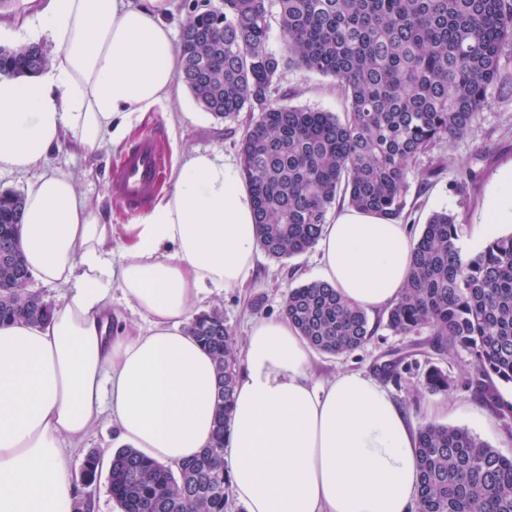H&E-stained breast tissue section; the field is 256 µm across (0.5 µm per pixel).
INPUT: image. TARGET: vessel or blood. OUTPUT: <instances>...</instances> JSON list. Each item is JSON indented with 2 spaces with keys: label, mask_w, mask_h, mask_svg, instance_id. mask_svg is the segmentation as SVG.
Here are the masks:
<instances>
[{
  "label": "vessel or blood",
  "mask_w": 512,
  "mask_h": 512,
  "mask_svg": "<svg viewBox=\"0 0 512 512\" xmlns=\"http://www.w3.org/2000/svg\"><path fill=\"white\" fill-rule=\"evenodd\" d=\"M163 167V158L153 139L130 146L113 168L108 190L129 211H136L152 198Z\"/></svg>",
  "instance_id": "obj_1"
}]
</instances>
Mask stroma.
I'll return each instance as SVG.
<instances>
[{
  "mask_svg": "<svg viewBox=\"0 0 512 512\" xmlns=\"http://www.w3.org/2000/svg\"><path fill=\"white\" fill-rule=\"evenodd\" d=\"M499 73L500 78L490 86L487 104L470 132L413 165L406 207L411 239H418L430 213L441 209L456 214L461 225L458 245L464 254H476L489 235L512 233V216L495 224L487 221L489 206L501 192L500 177L512 169V47L501 54ZM183 97L182 114L173 119L166 108H156L130 135V142L153 139L171 163L193 150L217 151L231 161H239L249 113H241L235 121H224L206 112L191 92H184ZM273 99L280 104L337 116L343 115L347 107L334 78L297 67L281 71ZM120 153V147L108 145L87 155L65 143L49 156L50 167L71 173L95 211L113 222L116 235L112 247L116 250L128 241L129 225L138 221L107 191L109 172ZM433 160L441 161L443 168L434 176H425L424 171ZM467 167L475 170L478 177L475 183L463 185L459 182L460 172ZM319 270L320 252L315 247L281 260L262 253L247 272L242 287L207 289L196 310L202 313L222 308L225 324L242 342L253 321L281 316L288 290L318 279ZM385 317L382 311L370 314L369 322L375 333L370 342L350 354L312 352L316 376L329 378L351 369L373 376L377 374V365L401 358L398 377L385 376L381 382L415 425L436 423L465 428L502 454L512 456V419L503 415L504 406H512V384L496 383L495 401L486 400L473 381L471 359L466 352L435 354L429 346V330L400 336L386 328ZM432 364L453 379L454 386L448 394L432 395L424 390V373ZM121 445L117 425L105 421L79 447H64L63 454L76 473L90 451L109 452Z\"/></svg>",
  "mask_w": 512,
  "mask_h": 512,
  "instance_id": "35a3bbf8",
  "label": "stroma"
}]
</instances>
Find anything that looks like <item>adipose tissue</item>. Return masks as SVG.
I'll return each instance as SVG.
<instances>
[{
    "label": "adipose tissue",
    "instance_id": "ef3b65f1",
    "mask_svg": "<svg viewBox=\"0 0 512 512\" xmlns=\"http://www.w3.org/2000/svg\"><path fill=\"white\" fill-rule=\"evenodd\" d=\"M22 3L18 21L54 53L36 74L0 75V172L26 181L27 268L64 295L44 324L0 325V512H71L80 487L60 442L81 444L103 419L172 466L211 443L215 365L182 324L204 289L239 285L260 238L239 168L192 151L115 256L114 226L48 156L67 139L88 154L120 144L157 106L181 111L175 0ZM412 248L408 225L348 208L323 227L321 275L373 312L399 298ZM116 288L147 333L113 332ZM244 352L226 451L246 512H415L417 433L380 382L358 371L316 382L284 316L252 324Z\"/></svg>",
    "mask_w": 512,
    "mask_h": 512
}]
</instances>
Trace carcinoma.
<instances>
[{
    "label": "carcinoma",
    "instance_id": "1",
    "mask_svg": "<svg viewBox=\"0 0 512 512\" xmlns=\"http://www.w3.org/2000/svg\"><path fill=\"white\" fill-rule=\"evenodd\" d=\"M278 8L286 53L269 50ZM512 45V0H223L193 11L177 78L218 119L258 111L240 144L262 249L275 259L310 249L333 205L400 221L408 175L444 140L467 135ZM29 44L0 47V73L39 71ZM295 65L333 77L348 102L344 118L272 102L274 81ZM24 196L0 193V323H44L53 305L26 288L18 244ZM460 224L434 211L412 250V273L387 310L399 335L431 332L438 354L465 350L478 386L512 384V233L490 236L472 256L458 246ZM283 314L314 349L343 355L374 334L365 311L323 281L288 291ZM187 331L213 357L218 387L212 444L175 467L130 446L112 452L108 489L121 512H226L231 487L226 436L239 378L235 338L218 310L193 317ZM453 380L431 365L424 388L446 393ZM418 512H512V457L465 428L418 429ZM86 455L79 482L102 472Z\"/></svg>",
    "mask_w": 512,
    "mask_h": 512
}]
</instances>
